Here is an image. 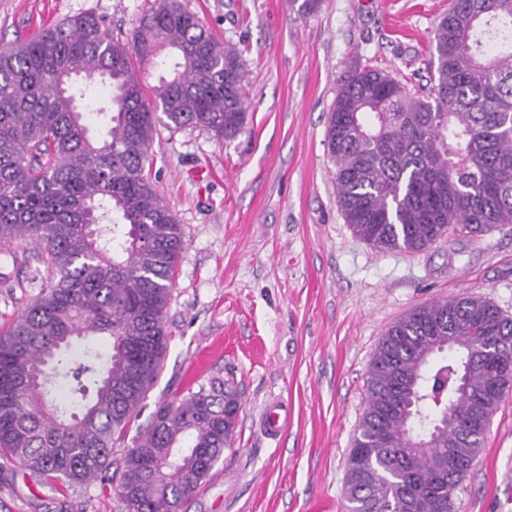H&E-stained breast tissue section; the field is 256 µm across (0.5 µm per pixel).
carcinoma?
<instances>
[{
    "label": "carcinoma",
    "mask_w": 512,
    "mask_h": 512,
    "mask_svg": "<svg viewBox=\"0 0 512 512\" xmlns=\"http://www.w3.org/2000/svg\"><path fill=\"white\" fill-rule=\"evenodd\" d=\"M168 51L171 73L146 83ZM67 71L110 94L61 86ZM429 89L355 67L327 118L345 223L381 251L512 224V0H452L437 23ZM109 120L89 135L91 115ZM246 121L237 48L179 0H159L121 40L92 15L0 48V244L28 242L48 271L0 335V457L82 485L110 465L159 379L181 225L145 165L157 126L234 138ZM487 338L479 342V331ZM111 339L105 359L66 354ZM498 376L512 379V318L461 294L394 321L367 371L347 459V512H455L479 455ZM242 411L233 375L161 400L118 468L124 512H180L224 461Z\"/></svg>",
    "instance_id": "cac0c4a2"
}]
</instances>
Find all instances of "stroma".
Here are the masks:
<instances>
[{
	"label": "stroma",
	"mask_w": 512,
	"mask_h": 512,
	"mask_svg": "<svg viewBox=\"0 0 512 512\" xmlns=\"http://www.w3.org/2000/svg\"><path fill=\"white\" fill-rule=\"evenodd\" d=\"M153 0H0V44L80 15L127 38ZM246 75L243 131L159 128L146 171L183 231L171 288L165 367L145 401L233 374L243 410L230 449L182 512H345L346 465L366 405V372L387 327L467 292L512 317V225L451 234L421 252L356 238L337 203L325 142L351 66L425 82L431 40L451 0H179ZM33 245L0 252V333L47 275ZM282 402L279 442L260 430ZM0 512H123L106 481L68 487L0 458ZM456 512H512V395L493 414Z\"/></svg>",
	"instance_id": "stroma-1"
}]
</instances>
